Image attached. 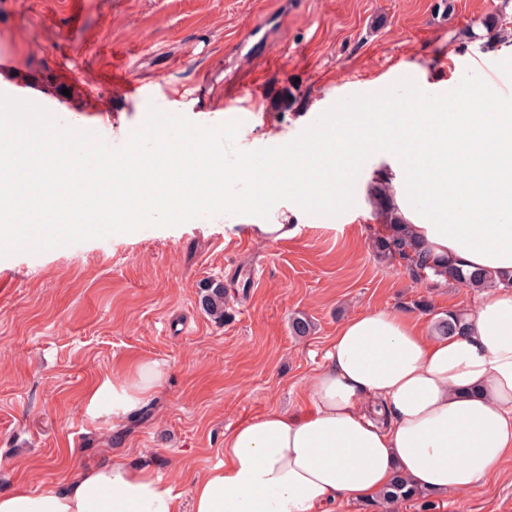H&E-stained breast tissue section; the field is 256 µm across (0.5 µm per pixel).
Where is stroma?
<instances>
[{
    "label": "stroma",
    "mask_w": 512,
    "mask_h": 512,
    "mask_svg": "<svg viewBox=\"0 0 512 512\" xmlns=\"http://www.w3.org/2000/svg\"><path fill=\"white\" fill-rule=\"evenodd\" d=\"M0 0V58L17 80L35 79L62 100L60 128L86 126L114 138L113 160L133 145L124 131L141 126L147 99L101 84L109 66L100 51L124 57L146 91L190 94L186 120L210 137L226 166L263 162L278 145H298L314 116L348 87H368L384 69L422 73L425 87L457 92L489 87L512 103V45L481 49L459 31L500 14L512 26V2L454 0ZM481 59L463 72L455 61ZM71 74L61 79L58 71ZM248 105L251 121L225 126L226 110ZM388 158L365 155L341 181L322 182L289 215L298 232L254 238L237 200L243 181L224 186L227 206L191 221L149 220L123 231L76 235L75 247L24 244L0 251V492L37 489L72 470L115 458L141 463L180 487L223 461L224 436L266 409L298 406L308 379L326 363L337 326L348 316L386 310L420 321L436 312L471 311L480 290L433 284L377 259L379 226L368 203L371 171ZM224 285V318L205 314L202 284ZM315 324L290 332L293 316ZM143 359L164 364L163 387L134 417L114 424L83 410L100 375ZM512 512V458L464 493L436 499L431 510Z\"/></svg>",
    "instance_id": "stroma-1"
}]
</instances>
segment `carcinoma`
I'll return each instance as SVG.
<instances>
[{
    "instance_id": "cac0c4a2",
    "label": "carcinoma",
    "mask_w": 512,
    "mask_h": 512,
    "mask_svg": "<svg viewBox=\"0 0 512 512\" xmlns=\"http://www.w3.org/2000/svg\"><path fill=\"white\" fill-rule=\"evenodd\" d=\"M485 33L477 34L469 27L462 35L472 41H482V47L496 43L512 41V34L499 25L498 18L489 16L481 21ZM368 202L374 216L383 224L382 232L374 236L372 249L377 258L405 268L417 279H429L433 276L447 283H457L467 288L482 289L489 286L504 285L512 287V271L489 274L482 271H465L450 260L436 263L419 247L412 238L405 220L398 215L390 180L375 181L369 188ZM202 310L216 319L224 318V286L219 282H211L203 289L200 296ZM467 330L466 314L461 311H450L436 318L434 335L454 337L465 334ZM429 494L410 485L404 478L398 476L380 497L381 504L390 506L394 503L405 505L411 502H422L427 508Z\"/></svg>"
}]
</instances>
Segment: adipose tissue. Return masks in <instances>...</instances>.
I'll list each match as a JSON object with an SVG mask.
<instances>
[{"mask_svg": "<svg viewBox=\"0 0 512 512\" xmlns=\"http://www.w3.org/2000/svg\"><path fill=\"white\" fill-rule=\"evenodd\" d=\"M470 95L448 111L418 101L404 143L389 134V115L364 112L346 129L354 154L386 155L401 191L394 203L415 239L466 270H512V112H474ZM37 165L48 196L78 223L27 208L25 228L0 186V246L20 233L58 244L93 231L105 214L139 208L184 218L224 198L235 176L254 187L246 214L277 211L285 183L300 194L318 183L321 165L339 178L350 168L332 140L299 147L316 156L289 168L288 148L259 168L226 172L214 156L198 155L191 130L174 133L158 155L141 153L116 165L85 158L75 142L38 138ZM467 335H424L413 318L387 311L351 315L336 329L327 364L305 388L296 410L274 408L224 436V459L194 477L188 492L150 467L115 460L81 468L64 484L0 494V512H329L336 499L379 497L396 476L428 492H465L497 472L512 455V289H485L468 314ZM163 366L142 360L103 374L85 400L89 418H127L162 386Z\"/></svg>", "mask_w": 512, "mask_h": 512, "instance_id": "ef3b65f1", "label": "adipose tissue"}]
</instances>
